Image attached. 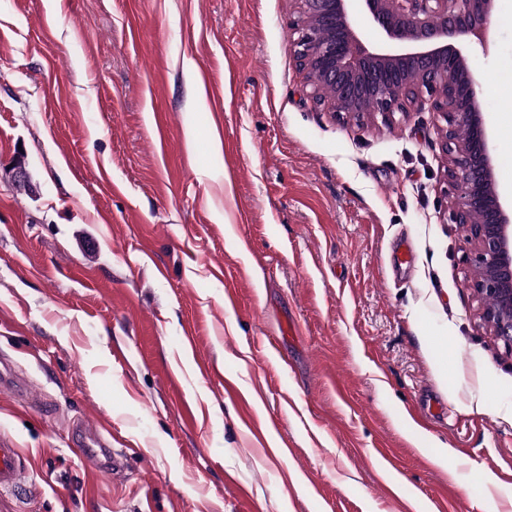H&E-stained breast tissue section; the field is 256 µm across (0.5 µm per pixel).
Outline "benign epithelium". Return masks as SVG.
Instances as JSON below:
<instances>
[{"label": "benign epithelium", "instance_id": "7a95c632", "mask_svg": "<svg viewBox=\"0 0 512 512\" xmlns=\"http://www.w3.org/2000/svg\"><path fill=\"white\" fill-rule=\"evenodd\" d=\"M494 2L295 0L291 38L316 106L341 118H390L426 94L443 115L449 218L469 226L482 321L512 353V209L497 190L482 90L456 46L467 37L488 47Z\"/></svg>", "mask_w": 512, "mask_h": 512}]
</instances>
